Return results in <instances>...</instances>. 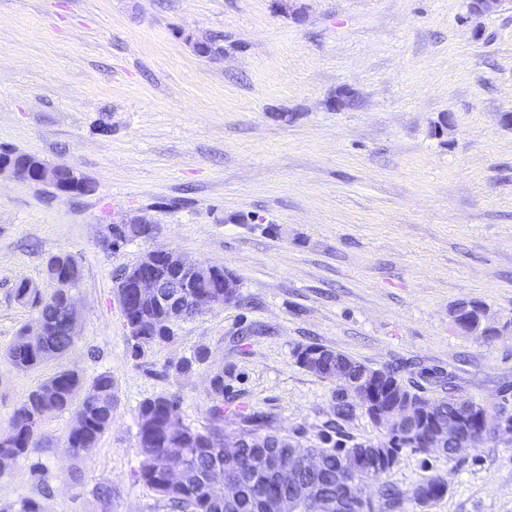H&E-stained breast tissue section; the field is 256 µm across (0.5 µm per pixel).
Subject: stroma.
I'll use <instances>...</instances> for the list:
<instances>
[{
	"label": "stroma",
	"mask_w": 512,
	"mask_h": 512,
	"mask_svg": "<svg viewBox=\"0 0 512 512\" xmlns=\"http://www.w3.org/2000/svg\"><path fill=\"white\" fill-rule=\"evenodd\" d=\"M287 2L0 0V149L90 184L74 196L0 175V423L63 368L111 372L117 387L88 451L66 445L75 412L44 419L51 444L0 473V512L27 498L44 512H164L137 477V408L177 391L203 427L218 371L225 422L258 414L315 440L333 386L296 364L309 342L396 369L431 399L450 380L488 412L512 401V0L481 17L467 0H297L300 19ZM215 32L223 56H200L194 41ZM135 216L157 237L104 250ZM156 247L223 266L244 302L136 359L115 275ZM60 252L82 268L78 339L17 369L5 351L36 314L13 290L48 293ZM462 300L483 303L500 336L459 328ZM199 348L190 374L171 370ZM435 467L448 493L433 512H512V445Z\"/></svg>",
	"instance_id": "1"
}]
</instances>
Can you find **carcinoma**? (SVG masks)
I'll list each match as a JSON object with an SVG mask.
<instances>
[{
    "label": "carcinoma",
    "mask_w": 512,
    "mask_h": 512,
    "mask_svg": "<svg viewBox=\"0 0 512 512\" xmlns=\"http://www.w3.org/2000/svg\"><path fill=\"white\" fill-rule=\"evenodd\" d=\"M224 34H210L194 42L201 56L218 57L224 53ZM9 162L36 174L43 159L13 149H0V161ZM47 275L54 284L76 285L81 279V267L69 253L50 256ZM211 278L201 279L189 268L157 267L162 277H178L194 295H217L223 289L213 283L224 280V267L212 266ZM65 288H53L43 295L21 282L14 288L17 302L36 312L40 331L25 325L19 329L6 355L20 370H30L52 358L63 357L75 344L71 333L75 311L68 305ZM124 326L133 341L134 357L144 348L162 347L171 342L175 329L153 330L164 310L153 302L141 301L133 308H122ZM454 323L485 339L495 337L497 329L485 322V309L476 301H462L449 312ZM293 356L307 371L334 385L333 415L323 423L317 441L303 446L291 436L281 433L263 416L250 415L239 419L233 429L224 428V372L211 382L209 424L194 428L183 421L182 399L178 392L143 400L138 407L139 449L142 456L138 477L163 502L167 512H403L411 501L430 512L448 492L445 477L434 471L433 461H457L456 439L436 448L433 444L436 427L441 422H459V436L473 449L491 442L512 443V405L504 403L498 410L499 425L489 426L477 403L458 394L448 384L445 394L429 399L409 389L393 369L372 368L340 351L319 343L297 347ZM365 375L362 386L375 388L377 404L386 407L396 403L414 409V418L405 428L394 430L376 421L374 411L365 409L349 394L340 377L352 373ZM116 403L115 382L108 371L86 382L80 372L65 368L28 392L14 407L6 424H0V472L16 460L39 452L45 446L41 431L43 419L50 414L67 412L78 405L76 421L68 432L70 447L75 451L93 448L112 425ZM362 412L382 431L377 443L343 438V426ZM233 439L239 445L236 453H223L224 440ZM371 451L360 468L348 470L350 457ZM305 453H314L321 465L314 471L297 468L287 473L281 469ZM410 453L421 460L431 473L404 488L387 480L399 464L402 454ZM176 460L188 477L173 481L167 474L170 461ZM224 469L235 484L230 498L209 490V477L216 468ZM370 479L376 485L373 498L360 503L348 495V485L354 480ZM306 485L314 491L313 500L296 497L293 488Z\"/></svg>",
    "instance_id": "obj_1"
}]
</instances>
